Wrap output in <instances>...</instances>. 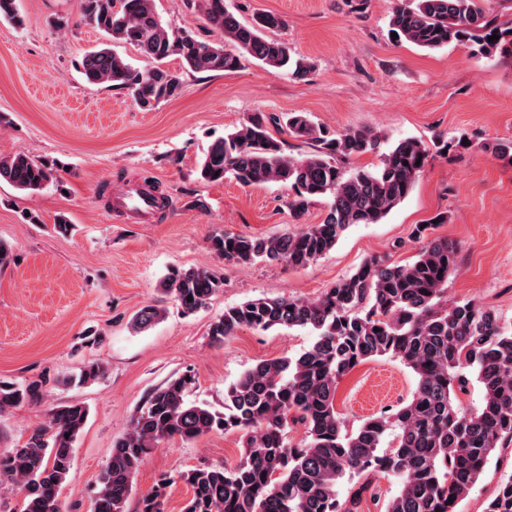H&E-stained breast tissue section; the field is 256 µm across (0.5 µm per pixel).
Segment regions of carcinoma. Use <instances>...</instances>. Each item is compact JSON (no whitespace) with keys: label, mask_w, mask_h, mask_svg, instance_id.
I'll list each match as a JSON object with an SVG mask.
<instances>
[{"label":"carcinoma","mask_w":512,"mask_h":512,"mask_svg":"<svg viewBox=\"0 0 512 512\" xmlns=\"http://www.w3.org/2000/svg\"><path fill=\"white\" fill-rule=\"evenodd\" d=\"M201 2L204 18L233 50L200 41L188 28L167 26L155 0H81L85 23L155 62L153 70L140 73L110 47L100 46L82 59L85 79L128 90L136 106L148 112L183 91L180 74L164 67L172 56L196 73L232 72L248 62L297 79L308 76L310 62L268 37L282 24L278 16L256 13L242 21L224 0ZM487 3L396 0L389 24L397 40L422 49L456 43L487 59L512 55V21L499 20ZM0 17L23 24L17 0H0ZM493 34L499 39L488 40ZM274 129L312 150L287 154ZM462 141L440 139L430 146L408 137L381 153V140L365 129L333 131L314 124L306 112L252 113L211 145L200 178L219 182L229 175L243 186L284 185L296 218L318 198L329 199V207L321 223L297 233H224L212 236V249L226 265L263 261L303 268L330 251L350 226L380 222L408 197L432 151L450 152L463 147ZM377 152L378 165H353L354 159ZM56 169L24 155L1 157L0 181L34 193L55 178ZM457 254L448 240L432 239L406 264L386 255L369 258L315 299L258 298L224 309L209 327L214 344L244 327L309 328L315 342L296 356L263 360L246 370L224 392L222 412L188 400L194 380L185 375L154 388L113 444L93 512H126L135 476L161 441L194 440L217 431L242 433L239 462L233 467L203 463L174 478L165 476L141 497L139 512H164L167 488L177 480L190 490L182 512H359L362 494L381 476L401 483L384 512H456L489 457L512 445V322L475 302L448 301ZM222 284L212 270L179 267L161 281L162 291L187 314L205 307ZM161 318L162 310L148 305L131 325L142 331ZM384 356L415 374L412 396L350 432L336 410L338 384L358 365ZM104 373L101 364L91 362L78 383L97 381ZM473 381L481 387L482 402L465 411L459 394ZM43 395L38 381H0V412ZM87 417L81 405L55 406L25 441L1 450L0 497L19 496L17 512H60L59 495ZM298 423L306 435L301 445L292 446L288 428ZM356 479L358 488L341 498L336 487ZM484 512H512V475L498 484Z\"/></svg>","instance_id":"obj_1"}]
</instances>
